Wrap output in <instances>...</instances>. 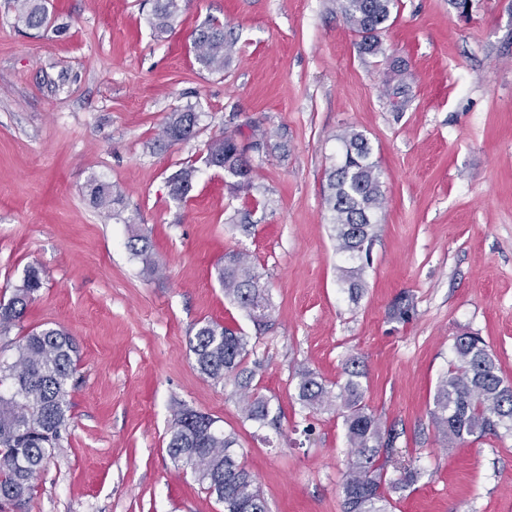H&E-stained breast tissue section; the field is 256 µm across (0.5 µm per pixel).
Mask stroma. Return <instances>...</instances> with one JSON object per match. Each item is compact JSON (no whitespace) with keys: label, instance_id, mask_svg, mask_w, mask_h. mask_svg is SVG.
<instances>
[{"label":"stroma","instance_id":"1","mask_svg":"<svg viewBox=\"0 0 512 512\" xmlns=\"http://www.w3.org/2000/svg\"><path fill=\"white\" fill-rule=\"evenodd\" d=\"M157 33L153 0H47L50 24H18L0 0V298L42 274L20 327L64 328L79 347L70 422L34 482L28 512H224L166 446L180 405L235 433L270 512H341L349 448L335 409L304 414L297 374L366 369L364 401L421 476L389 493L391 512H512V436L449 447L430 410L457 336L476 333L512 383V0H397L362 52L341 0H181ZM234 43L223 71L196 60L208 20ZM193 106L198 132L159 142ZM349 129L381 172L365 288L339 281L324 200ZM223 132L265 137L249 153L250 194L206 166ZM196 169L185 202L167 178ZM120 198L91 201V181ZM251 232H242V225ZM147 257L128 247L133 230ZM249 254L271 304L262 328L225 298L224 253ZM162 269L147 275L146 262ZM407 293L409 322L389 314ZM242 329L254 383L277 426L244 420L233 382L201 375L192 327ZM310 434H303L304 425Z\"/></svg>","mask_w":512,"mask_h":512}]
</instances>
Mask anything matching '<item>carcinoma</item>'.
Here are the masks:
<instances>
[{
    "label": "carcinoma",
    "mask_w": 512,
    "mask_h": 512,
    "mask_svg": "<svg viewBox=\"0 0 512 512\" xmlns=\"http://www.w3.org/2000/svg\"><path fill=\"white\" fill-rule=\"evenodd\" d=\"M395 0H344L342 11L355 32L364 35L362 48L381 52L376 32L390 20ZM17 20L38 30L48 23L42 0H13ZM179 11V0H155L153 26L168 32ZM233 42L224 37V26L210 21L195 34L196 60L213 72L224 70V59ZM198 124L191 106L172 113L162 130L170 143L190 139ZM342 151L328 171L326 203L332 214L336 252L350 260L369 255L375 237V214L383 201L380 171L371 161L372 148L363 134L349 130L341 136ZM234 133H222L209 144L207 164L230 169L243 177L231 183L235 192L253 188L252 167L239 149ZM194 169L182 168L167 181L169 196L181 202L193 188ZM95 206L108 209L119 203L105 183L89 187ZM224 295L253 320L255 302L270 306L261 275L248 256L238 250L224 253L215 269ZM362 268H340V281L347 285L351 301L362 294ZM42 287L39 269L25 270L7 301H0V338L10 335L24 317L29 303ZM413 305L405 293L397 296L391 316L407 322ZM189 348L198 371L222 382L231 379L241 390L245 419L263 422L270 402L251 390L256 371L244 367L248 341L242 332L211 320L198 322L191 330ZM12 356L5 357V352ZM454 359L437 382L431 409L432 421L449 446L505 430L512 434V384L500 375L496 358L482 337L464 333L453 347ZM78 346L74 337L51 326L32 330L15 342L0 345V505L14 512H27L39 471L59 447L70 419L68 381L75 370ZM346 379L333 391L311 371L297 374V397L308 413L336 407L342 414L349 460L340 484L342 512H391L385 486L402 489L415 484L418 471L402 459L396 442L399 433L381 424L364 402L361 362L349 357L344 363ZM205 419L196 410L182 407L170 427L167 452L171 460L194 471L198 481L224 504V512H269L256 478L238 460V440ZM392 466L398 477L386 481L384 468Z\"/></svg>",
    "instance_id": "cac0c4a2"
}]
</instances>
